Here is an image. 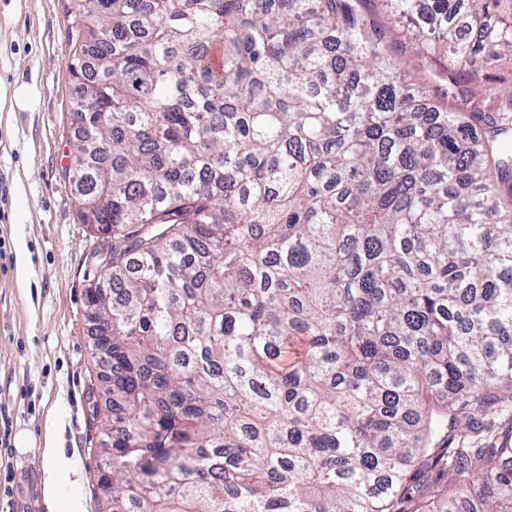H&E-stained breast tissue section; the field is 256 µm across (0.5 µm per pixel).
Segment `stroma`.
Returning <instances> with one entry per match:
<instances>
[{"label":"stroma","mask_w":512,"mask_h":512,"mask_svg":"<svg viewBox=\"0 0 512 512\" xmlns=\"http://www.w3.org/2000/svg\"><path fill=\"white\" fill-rule=\"evenodd\" d=\"M77 0H0V430L27 432L31 446H0V512H51L47 451L78 463L56 475L98 512L101 442L89 382L94 322L85 293L99 272V238L76 217L66 170Z\"/></svg>","instance_id":"1"}]
</instances>
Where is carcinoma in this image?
Returning <instances> with one entry per match:
<instances>
[{
	"mask_svg": "<svg viewBox=\"0 0 512 512\" xmlns=\"http://www.w3.org/2000/svg\"><path fill=\"white\" fill-rule=\"evenodd\" d=\"M502 1L79 0L104 512H512ZM479 79L490 86H508L512 82V56L503 55L479 72ZM504 81V83H501Z\"/></svg>",
	"mask_w": 512,
	"mask_h": 512,
	"instance_id": "obj_1",
	"label": "carcinoma"
}]
</instances>
